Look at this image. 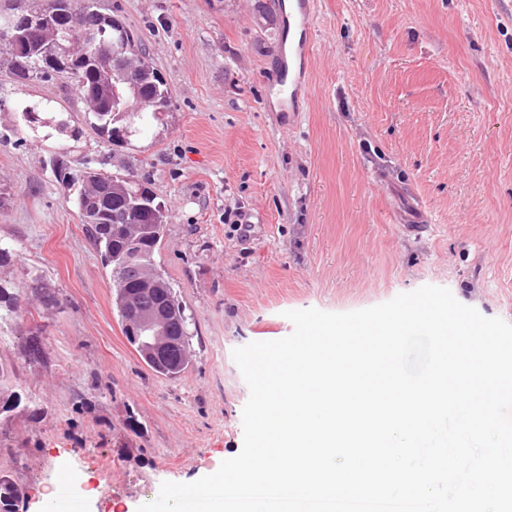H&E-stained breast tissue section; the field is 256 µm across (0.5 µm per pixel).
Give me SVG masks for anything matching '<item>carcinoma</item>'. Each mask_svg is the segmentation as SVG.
Wrapping results in <instances>:
<instances>
[{"label":"carcinoma","instance_id":"carcinoma-1","mask_svg":"<svg viewBox=\"0 0 512 512\" xmlns=\"http://www.w3.org/2000/svg\"><path fill=\"white\" fill-rule=\"evenodd\" d=\"M50 6L39 27L27 33L13 49L0 42V52L9 56V65L19 82L50 81L68 78L77 88L85 105L84 119L91 127L107 135L118 145L125 137L118 131L130 133L135 123L145 124L158 118L170 107V96L165 81L151 65L146 52L133 30L112 15L101 13L95 0H41ZM76 17L73 41L67 56L61 60L51 57L59 28L71 17ZM105 19L106 37L112 53L122 57L118 66L108 69L102 60L104 49L81 38L80 29L86 22ZM27 9L20 6L0 11V29L11 26L21 34L26 29ZM55 179L68 188H76L74 204L78 214L91 205L100 212L102 223L87 224L96 249L106 266L116 269L123 257L133 256L144 267L156 269V254L163 238L167 216L160 209L144 212L136 203V194L146 195L149 188L128 174L123 177L98 172L84 166L80 177L73 174L72 161L64 153H54L49 160ZM164 294L171 301L166 316L168 335L182 339L181 346L147 356L129 327L124 333L145 364L155 373L178 378L188 369L192 354L187 331L185 309L175 297L173 288L164 283Z\"/></svg>","mask_w":512,"mask_h":512}]
</instances>
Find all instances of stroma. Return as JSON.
Listing matches in <instances>:
<instances>
[{"mask_svg": "<svg viewBox=\"0 0 512 512\" xmlns=\"http://www.w3.org/2000/svg\"><path fill=\"white\" fill-rule=\"evenodd\" d=\"M285 2L97 0L170 93L119 146L72 82L20 85L0 54V244L16 251L0 286L25 291L0 318V384L21 398L0 411V478L19 512H44L63 472L80 512H137L236 456L249 389L232 352L289 335L285 311L430 284L512 323V0H316L298 112L271 88ZM24 98L72 113L77 135L24 127ZM59 150L135 174L164 207L157 269L193 351L180 378L128 342L110 269L47 166Z\"/></svg>", "mask_w": 512, "mask_h": 512, "instance_id": "stroma-1", "label": "stroma"}]
</instances>
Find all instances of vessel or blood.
<instances>
[{"mask_svg": "<svg viewBox=\"0 0 512 512\" xmlns=\"http://www.w3.org/2000/svg\"><path fill=\"white\" fill-rule=\"evenodd\" d=\"M314 9V0H290L288 4V50L281 53L276 74L279 107L284 112L300 111L304 100L307 64L313 55L310 32ZM69 484V475L60 473L57 492L46 500L44 512H63Z\"/></svg>", "mask_w": 512, "mask_h": 512, "instance_id": "vessel-or-blood-1", "label": "vessel or blood"}]
</instances>
